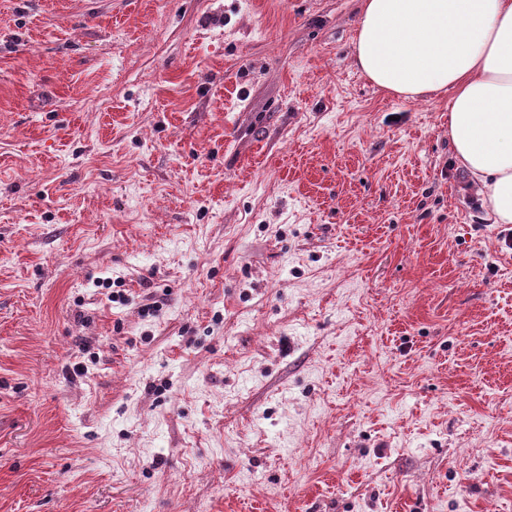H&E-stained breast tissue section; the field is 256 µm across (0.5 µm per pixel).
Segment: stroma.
Masks as SVG:
<instances>
[{"label": "stroma", "instance_id": "35a3bbf8", "mask_svg": "<svg viewBox=\"0 0 512 512\" xmlns=\"http://www.w3.org/2000/svg\"><path fill=\"white\" fill-rule=\"evenodd\" d=\"M361 0H0V512H512V224Z\"/></svg>", "mask_w": 512, "mask_h": 512}]
</instances>
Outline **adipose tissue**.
<instances>
[{
	"label": "adipose tissue",
	"instance_id": "ef3b65f1",
	"mask_svg": "<svg viewBox=\"0 0 512 512\" xmlns=\"http://www.w3.org/2000/svg\"><path fill=\"white\" fill-rule=\"evenodd\" d=\"M352 45L386 93L447 96L454 160L488 221L512 224V0H363Z\"/></svg>",
	"mask_w": 512,
	"mask_h": 512
}]
</instances>
